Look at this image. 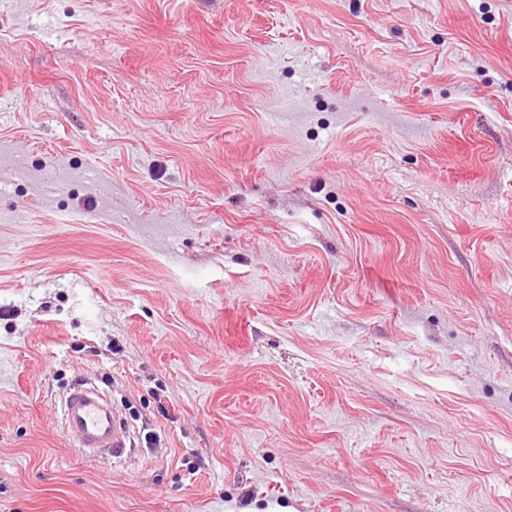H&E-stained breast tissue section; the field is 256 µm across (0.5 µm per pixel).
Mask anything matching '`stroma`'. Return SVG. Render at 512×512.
Masks as SVG:
<instances>
[{"label":"stroma","instance_id":"stroma-1","mask_svg":"<svg viewBox=\"0 0 512 512\" xmlns=\"http://www.w3.org/2000/svg\"><path fill=\"white\" fill-rule=\"evenodd\" d=\"M0 512H512V0H0ZM61 429L75 451L89 461L108 455L122 459L129 442L127 425L96 387L77 385L65 398Z\"/></svg>","mask_w":512,"mask_h":512}]
</instances>
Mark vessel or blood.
<instances>
[{
	"instance_id": "b4317fda",
	"label": "vessel or blood",
	"mask_w": 512,
	"mask_h": 512,
	"mask_svg": "<svg viewBox=\"0 0 512 512\" xmlns=\"http://www.w3.org/2000/svg\"><path fill=\"white\" fill-rule=\"evenodd\" d=\"M61 429L75 451L90 461L109 456L121 459L129 431L106 395L81 384L67 394L61 412Z\"/></svg>"
}]
</instances>
